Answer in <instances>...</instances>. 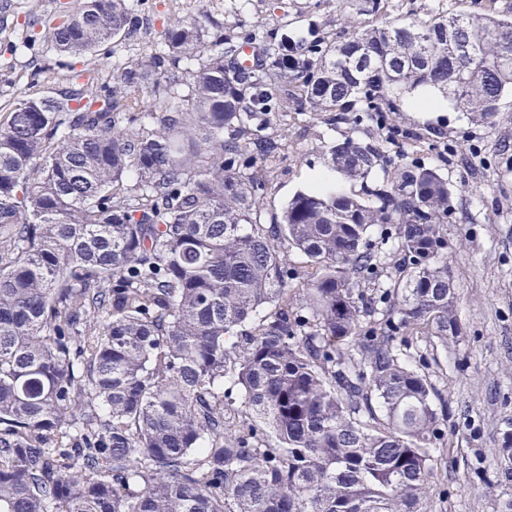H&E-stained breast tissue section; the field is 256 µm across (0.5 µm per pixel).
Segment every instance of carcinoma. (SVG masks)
<instances>
[{"mask_svg":"<svg viewBox=\"0 0 512 512\" xmlns=\"http://www.w3.org/2000/svg\"><path fill=\"white\" fill-rule=\"evenodd\" d=\"M387 12L305 38L238 24L207 54L179 20L110 84L20 93L0 122V512H431L448 407L394 340L461 334L447 179L416 161L370 186L380 151L347 138L326 166L368 202L313 188L268 223L261 202L290 113L397 143L431 87L498 121L512 14ZM142 25L80 0L48 39L89 57ZM375 230L405 268L370 293Z\"/></svg>","mask_w":512,"mask_h":512,"instance_id":"1","label":"carcinoma"}]
</instances>
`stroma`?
<instances>
[{
  "mask_svg": "<svg viewBox=\"0 0 512 512\" xmlns=\"http://www.w3.org/2000/svg\"><path fill=\"white\" fill-rule=\"evenodd\" d=\"M62 0H0V117L6 116L38 68L86 73L101 81L120 65L160 47L162 31L177 18H199L205 40L237 21L271 29L288 25L306 34L309 20L341 30L358 18L363 0H127L144 19L143 33L108 42L92 60L60 58L44 33L63 19ZM475 0H392L389 20L437 12H471ZM501 120L472 122L445 106L408 109L403 121L417 132L441 124L437 141L386 145L373 179L392 172L393 160L413 158L439 167L454 191L455 218L446 236L462 332L448 345L434 338L396 339L418 360L448 401V420L434 442L439 463L431 480L432 512H504L512 501V474L499 458L504 431L512 430V92L500 100ZM352 138L382 140L369 122L331 127L304 113L288 120V149L264 193L266 219L310 188L324 170L323 150Z\"/></svg>",
  "mask_w": 512,
  "mask_h": 512,
  "instance_id": "obj_1",
  "label": "stroma"
}]
</instances>
